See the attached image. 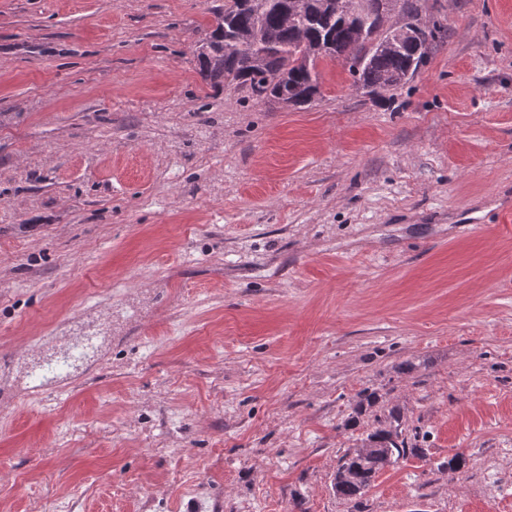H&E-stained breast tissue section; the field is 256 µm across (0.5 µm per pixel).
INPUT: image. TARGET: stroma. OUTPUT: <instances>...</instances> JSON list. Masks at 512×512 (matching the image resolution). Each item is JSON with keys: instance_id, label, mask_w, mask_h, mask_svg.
Returning <instances> with one entry per match:
<instances>
[{"instance_id": "1", "label": "stroma", "mask_w": 512, "mask_h": 512, "mask_svg": "<svg viewBox=\"0 0 512 512\" xmlns=\"http://www.w3.org/2000/svg\"><path fill=\"white\" fill-rule=\"evenodd\" d=\"M223 4L0 0V512H512V0L301 108L203 82ZM399 421V415L392 411L385 426L367 434L362 447L373 448L370 454L361 457L354 450L342 457L332 480V489L339 498L356 501L387 466L394 465L409 455L423 454V448H418L413 443L409 445L405 438H401Z\"/></svg>"}]
</instances>
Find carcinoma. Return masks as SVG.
<instances>
[{
	"mask_svg": "<svg viewBox=\"0 0 512 512\" xmlns=\"http://www.w3.org/2000/svg\"><path fill=\"white\" fill-rule=\"evenodd\" d=\"M447 29L422 15L421 0H224V12L196 48L198 74L213 87L236 84L263 103L301 106L320 94L319 61L348 66L352 87L371 98L405 84ZM364 457L346 453L332 480L355 501L386 467L423 449L402 438L400 417L368 433Z\"/></svg>",
	"mask_w": 512,
	"mask_h": 512,
	"instance_id": "carcinoma-1",
	"label": "carcinoma"
}]
</instances>
